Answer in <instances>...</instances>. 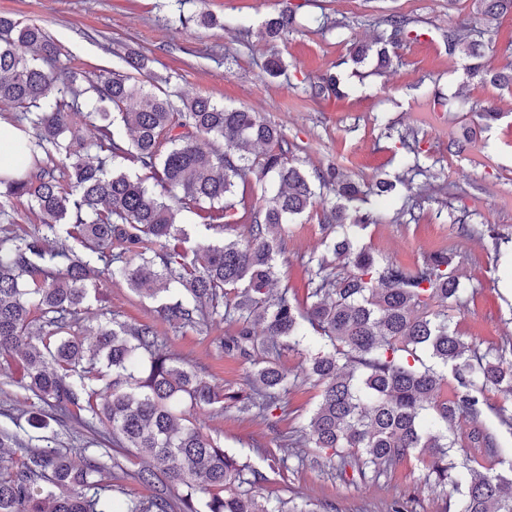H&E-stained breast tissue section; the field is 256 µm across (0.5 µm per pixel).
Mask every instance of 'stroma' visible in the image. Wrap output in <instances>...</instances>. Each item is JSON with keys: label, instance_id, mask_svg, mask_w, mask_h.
Wrapping results in <instances>:
<instances>
[{"label": "stroma", "instance_id": "obj_1", "mask_svg": "<svg viewBox=\"0 0 512 512\" xmlns=\"http://www.w3.org/2000/svg\"><path fill=\"white\" fill-rule=\"evenodd\" d=\"M296 24L286 37L262 34L264 21L286 0H0V13L40 25L61 46L59 67L93 78L121 72L122 55L146 54L156 86L173 103L196 95L227 107H245L280 125L299 144L307 172L337 166L359 183L367 208L383 221L361 233L370 251L383 260L413 269L433 253L447 251L463 288L455 312L464 340L480 350L512 344V93L478 80H466L464 61L448 53V27L464 25L487 32L494 66L512 59V14L493 19L477 12L473 0H296ZM394 9L415 21L420 38L403 43L400 62L380 75H360L349 59V46L373 39L379 18ZM209 12L219 26H198L195 17ZM327 16L326 28L315 19ZM280 57L284 75L272 77L264 64ZM328 73L337 74L344 97H315L310 87ZM497 105L502 117L485 124L479 113ZM470 136L460 153L452 140ZM417 166L413 188H425L427 199L408 210L402 199H382L376 181L396 179ZM319 209L290 223L288 250L281 258L279 288L305 300L309 271L324 253ZM103 299L91 302L88 322L101 312L127 322L156 321L167 295L149 297L122 281L102 285ZM227 324L199 330L165 326L167 350L194 365L207 380L227 391L246 386L249 363L229 356L214 343ZM319 388L299 380L269 419L236 408H195L191 421L217 440L225 451L263 473L261 499L287 502L294 497L312 512H384L397 496L413 512H442L446 496L435 488L417 460L397 465L378 481L340 474L328 450L302 449L284 458L289 437L305 425L318 400ZM483 427L499 436L495 472L512 469V430L502 427L499 408L512 410V396L484 393ZM33 395L0 370V427L27 437L25 411ZM53 447L67 453L78 448L110 449L111 462L129 474L113 497L140 498L146 487L134 473L146 458L112 451L108 435L68 421L46 433Z\"/></svg>", "mask_w": 512, "mask_h": 512}]
</instances>
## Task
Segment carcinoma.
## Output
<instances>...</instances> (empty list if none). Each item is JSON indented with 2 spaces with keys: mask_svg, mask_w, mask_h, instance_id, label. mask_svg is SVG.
I'll use <instances>...</instances> for the list:
<instances>
[{
  "mask_svg": "<svg viewBox=\"0 0 512 512\" xmlns=\"http://www.w3.org/2000/svg\"><path fill=\"white\" fill-rule=\"evenodd\" d=\"M474 5L489 17L512 14V0ZM295 20L294 8L283 9L266 19L263 34L281 38ZM384 24L373 44H352L354 63L387 69L400 44L420 36L403 14H389ZM445 40L448 54L467 61L466 79L512 90V63L489 67L471 31L450 27ZM17 44L35 48L37 57L19 56ZM60 54L40 26L0 15V101L19 108L34 130L17 145L28 167L20 176H0V195L27 198L43 217L33 232L0 225V367L16 370L42 404L28 413L30 428L66 420L108 426L113 443L149 459L135 478L152 493L114 500L112 481L121 476L98 458L85 455L76 464L67 452L28 448L0 429V512H314L261 501L262 473L186 417L191 407L214 404L263 417L301 376L316 379L321 391L290 447L330 448L341 471L350 467L363 478L417 455L434 484L457 494L446 512H512V475L472 465L474 453H496V434L479 423L482 393H512V360L479 353L453 327L461 288L448 254L435 253L414 270L377 260L353 232L381 223L378 212L354 205L360 186L337 168L306 172L299 146L260 113L201 96L177 111L166 91H147L144 81L116 73L87 80L81 91L78 73L56 67ZM122 61L150 78L146 55L132 52ZM85 91L96 95V136L81 152L66 134L77 139L73 116ZM117 115L130 133L126 142L114 137ZM119 158L148 170L160 191L114 169ZM270 173L279 190L250 210L246 237L184 248L187 233L166 198L209 203L206 228L222 234L234 226L236 205H245L229 197L251 177ZM318 183L331 186L336 203L322 209L326 254L310 272L301 305L286 289L273 292L277 257L288 223L314 207ZM406 184L403 175L381 179L374 193L389 198ZM92 255L102 268L91 266ZM338 260L350 271H341ZM113 280L136 292L146 285L154 294L177 291L163 307L169 325H234L218 343L250 363L249 392H217L163 351L155 323L107 317L85 343L88 304ZM256 325L265 332L261 342ZM307 326L324 345L291 379L280 357L303 344ZM449 375L456 386L444 398Z\"/></svg>",
  "mask_w": 512,
  "mask_h": 512,
  "instance_id": "1",
  "label": "carcinoma"
}]
</instances>
